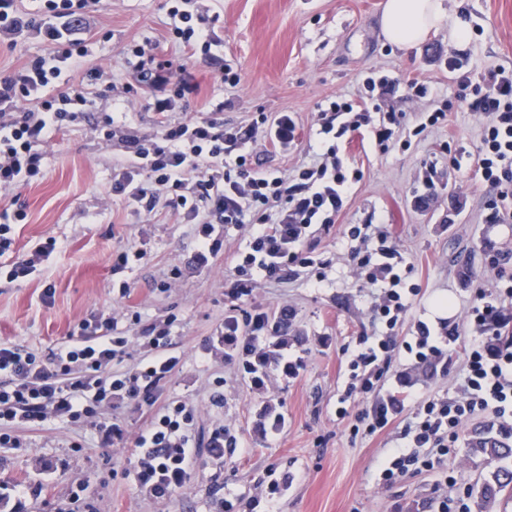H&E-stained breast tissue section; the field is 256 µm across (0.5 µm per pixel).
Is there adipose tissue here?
Segmentation results:
<instances>
[{
	"mask_svg": "<svg viewBox=\"0 0 512 512\" xmlns=\"http://www.w3.org/2000/svg\"><path fill=\"white\" fill-rule=\"evenodd\" d=\"M443 19L442 0H387L382 27L392 43L405 47L425 42Z\"/></svg>",
	"mask_w": 512,
	"mask_h": 512,
	"instance_id": "ef3b65f1",
	"label": "adipose tissue"
}]
</instances>
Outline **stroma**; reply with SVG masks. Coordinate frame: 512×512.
Listing matches in <instances>:
<instances>
[{
    "label": "stroma",
    "instance_id": "1",
    "mask_svg": "<svg viewBox=\"0 0 512 512\" xmlns=\"http://www.w3.org/2000/svg\"><path fill=\"white\" fill-rule=\"evenodd\" d=\"M385 0H208L219 20L215 31L224 43L223 63L237 72V85L221 83L219 64L198 55L187 60L198 86L183 109L205 115L212 103L223 102L224 121L244 125L254 113H288L295 122L287 149L260 155L258 166L292 173L313 164L320 151L314 114L328 100H360L372 75L395 77V90L381 99L383 110L399 112L408 126L428 113L446 108L445 122L427 128L410 145L393 143L380 151L369 137L354 133L338 142L345 163L362 176L351 185L330 231H313L304 241L320 266L300 269L281 281L256 276L251 296L232 299L236 257L244 250L243 232L229 227L212 265L196 268V242L181 217L161 210L154 219L137 216L126 203L104 204L112 183L110 146L85 136L75 127L55 134L45 147V175L16 192L27 221L17 228V246L57 238L60 246L49 262L28 280L0 276V343L18 344L47 354L65 339L74 322L112 310L120 282L131 285L125 302L128 314L143 322L172 319L168 351L179 364L154 390V405L116 402L112 420L126 431L123 441L104 448L95 431L71 433L61 424L24 431L21 450L0 448V488L28 479L30 491L20 512H54L72 484L85 482L98 512H219L223 497L253 492L268 472L287 476L288 488L276 512H436L435 471L407 477L398 484L378 485L377 475L405 425L398 418L371 436L353 432L354 413L370 400L348 403L349 415L338 418L337 399L346 380L345 350L369 328L374 291L362 287L348 256L344 230L351 224L386 225L393 242L412 267L410 282L420 292L411 297L399 336L410 335L415 322L436 323L439 301L452 304L449 323L459 322L475 297L491 243L506 255L512 272V223L485 224L481 213L491 190L474 176L475 164L455 170L448 145L476 152L482 120L460 100L457 75L450 57L467 68L512 67V0H442L445 20L429 38L409 49L390 42L382 30ZM167 0H101L90 27L93 46L71 74L74 85L87 83L95 67L112 72L115 88L136 83L127 60L130 45L151 41L160 58H182L178 46L166 41ZM467 36H452L456 25ZM427 94H420V87ZM436 162L433 190L422 184L423 165ZM127 245L142 248L147 258L113 273L110 257ZM179 270L180 285L166 290L162 282ZM293 311L286 360L296 363L292 374L272 371L267 389L258 390L244 378L236 359L212 352L210 344L228 315ZM461 346L448 349L450 373L404 361L414 394L424 397L453 390L461 374ZM222 388L224 401L211 395ZM195 406V434L206 438L224 426L235 450L224 464L200 455L190 486L174 499L147 500L135 482L132 439L160 407L173 401ZM271 402L284 416L272 432L259 427L256 411ZM485 416L465 425L452 447L444 470L461 493L487 475L488 465L471 454L474 431L491 428ZM81 451H73L72 441ZM36 462L46 472L30 475ZM111 475L102 483V475Z\"/></svg>",
    "mask_w": 512,
    "mask_h": 512
}]
</instances>
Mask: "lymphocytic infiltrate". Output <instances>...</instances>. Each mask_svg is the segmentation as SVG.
<instances>
[{"label":"lymphocytic infiltrate","instance_id":"1","mask_svg":"<svg viewBox=\"0 0 512 512\" xmlns=\"http://www.w3.org/2000/svg\"><path fill=\"white\" fill-rule=\"evenodd\" d=\"M36 2L29 12L17 0H0V46L13 48L37 37L53 49L50 56L0 77V258L8 260L10 280L28 278L57 248L51 238L17 254L16 228L27 214L8 203L18 188L42 176L50 131L80 125L90 138L118 147L110 195L131 202L146 218L161 205L181 215L197 240L196 267L210 265L223 246L225 228L244 230L246 248L237 257L239 278L232 288L242 298L253 292L251 272L279 281L312 264L298 243L312 226L330 230L357 180L339 157L336 139L367 128L385 151L401 130L402 114L383 112L375 118L367 105L339 98L315 115L320 135L334 139L316 163L297 168L291 177L259 169L256 158L268 145H287L293 119L260 112L247 126H230L220 102L203 117L174 116L177 103L196 91L193 76L187 64L159 59L148 41L132 45L131 54L140 85L151 93L148 107L159 117L155 133L137 135L106 111L87 122L94 102L69 83L67 74L90 52L87 17L97 12L99 0ZM168 16L170 38L188 57L221 47L214 31L218 17L201 0H171ZM449 66L469 92V109L483 118L477 170L500 197L487 204L482 221L511 223L512 206L504 201L512 199V70L476 74L461 70L454 60ZM262 128L268 129L269 140L259 139ZM345 236L359 278L378 291L373 331L359 336L347 358L344 390L348 399L374 397L371 409L355 416L365 432L385 430L404 411L405 402L396 394H377L394 359L425 364L444 375L449 345L464 344L460 382L452 394L417 398L402 445L392 449L379 471L380 484L390 487L406 476L433 471L449 453V438L477 416H492L501 428L512 429V337L502 335L512 322V289L502 284L499 259L486 265L484 289L461 322L433 326L421 320L412 335L402 338L395 329L405 318L408 298L418 293L402 276L408 266L404 254L378 224L351 225ZM168 334V324L145 325L140 317L112 311L80 319L45 356L0 344V447L22 448L21 428L50 421L96 429L105 447L123 439V430L111 421L112 402L150 401L153 386L179 363L165 351ZM134 339L142 357L132 370H113V359ZM195 416L194 405L181 401L165 407L135 436L136 481L150 496L171 498L189 485L199 445L222 455L223 428L198 443Z\"/></svg>","mask_w":512,"mask_h":512}]
</instances>
